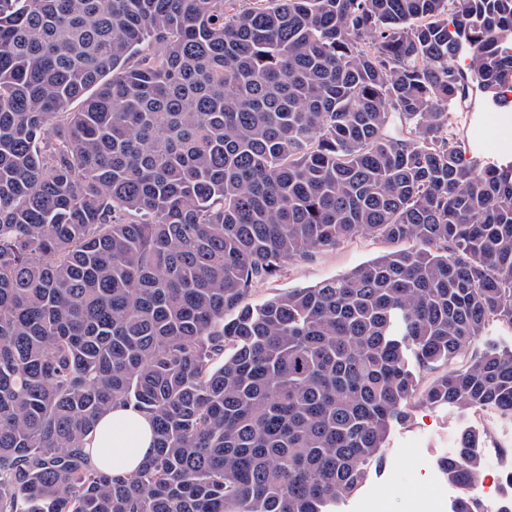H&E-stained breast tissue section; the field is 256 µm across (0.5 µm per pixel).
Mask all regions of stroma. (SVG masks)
I'll use <instances>...</instances> for the list:
<instances>
[{
    "mask_svg": "<svg viewBox=\"0 0 512 512\" xmlns=\"http://www.w3.org/2000/svg\"><path fill=\"white\" fill-rule=\"evenodd\" d=\"M493 111V106L479 103L472 111L454 113L452 125L467 155L493 161L507 156V148L497 138L482 140L476 135L479 118ZM388 249L384 239L357 236L256 285L247 301L255 306L289 290L316 285L370 262ZM472 422V416L449 405L411 407L403 421L392 425L379 466L359 490L338 504L336 512H361V502L378 489L384 492V512H408L411 501L419 498L427 499V512H451V503L461 490L449 483L440 463L453 454L461 429Z\"/></svg>",
    "mask_w": 512,
    "mask_h": 512,
    "instance_id": "1",
    "label": "stroma"
}]
</instances>
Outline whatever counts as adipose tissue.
I'll list each match as a JSON object with an SVG mask.
<instances>
[{
  "label": "adipose tissue",
  "instance_id": "obj_1",
  "mask_svg": "<svg viewBox=\"0 0 512 512\" xmlns=\"http://www.w3.org/2000/svg\"><path fill=\"white\" fill-rule=\"evenodd\" d=\"M85 448L93 468L129 475L153 452L152 421L132 407L114 404L99 416Z\"/></svg>",
  "mask_w": 512,
  "mask_h": 512
}]
</instances>
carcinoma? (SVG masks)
I'll return each mask as SVG.
<instances>
[{"label": "carcinoma", "instance_id": "cac0c4a2", "mask_svg": "<svg viewBox=\"0 0 512 512\" xmlns=\"http://www.w3.org/2000/svg\"><path fill=\"white\" fill-rule=\"evenodd\" d=\"M511 44L512 0H0V512H332L408 407L512 418V162L450 124ZM359 235L398 248L246 303ZM85 448L93 468L112 476H127L153 452L152 421L132 407L116 403L99 416Z\"/></svg>", "mask_w": 512, "mask_h": 512}]
</instances>
